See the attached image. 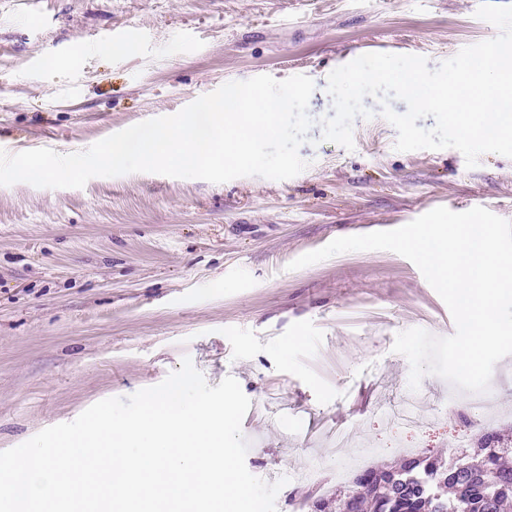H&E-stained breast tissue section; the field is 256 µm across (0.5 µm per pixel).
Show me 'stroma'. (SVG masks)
<instances>
[{
    "instance_id": "1",
    "label": "stroma",
    "mask_w": 512,
    "mask_h": 512,
    "mask_svg": "<svg viewBox=\"0 0 512 512\" xmlns=\"http://www.w3.org/2000/svg\"><path fill=\"white\" fill-rule=\"evenodd\" d=\"M480 0H36L0 13V149L83 151L179 112L229 81L303 74L315 83L307 168L275 181L215 184L155 173L83 188L0 186V451L93 404L162 382L190 359L210 386L234 377L249 472L287 477L276 512L335 495L336 467L462 449L512 433V355L494 367L495 410L425 376L408 385L397 333L446 337L454 320L418 267L391 251L290 264L338 237L397 229L445 207L512 221V158L396 150L365 98L353 149L322 140L329 73L366 53L420 55L436 68L494 38ZM414 397L419 426L377 406ZM350 435L351 451L324 432ZM321 468L319 483L301 474Z\"/></svg>"
}]
</instances>
